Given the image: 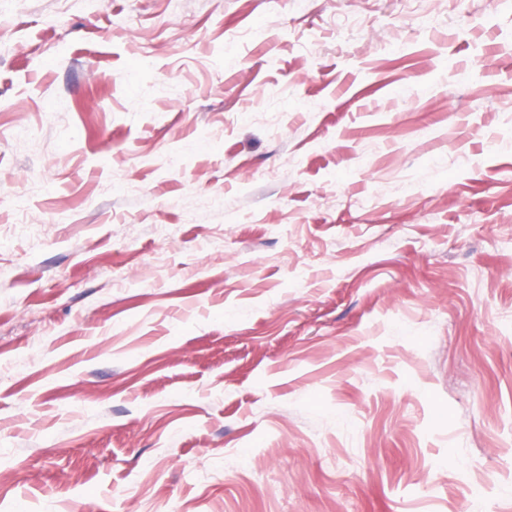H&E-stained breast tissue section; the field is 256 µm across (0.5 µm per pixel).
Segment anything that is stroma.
Here are the masks:
<instances>
[{"label": "stroma", "mask_w": 512, "mask_h": 512, "mask_svg": "<svg viewBox=\"0 0 512 512\" xmlns=\"http://www.w3.org/2000/svg\"><path fill=\"white\" fill-rule=\"evenodd\" d=\"M0 512H512V0H0Z\"/></svg>", "instance_id": "obj_1"}]
</instances>
